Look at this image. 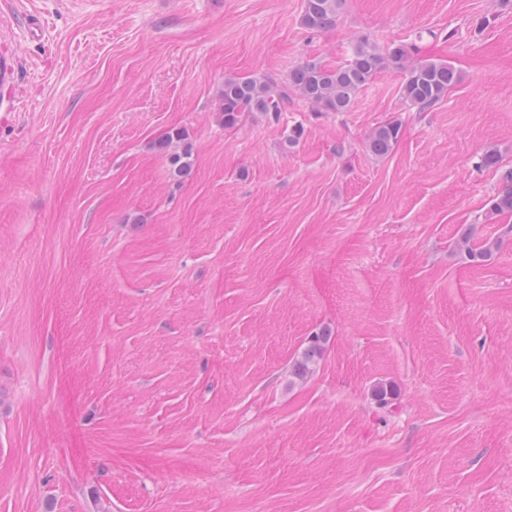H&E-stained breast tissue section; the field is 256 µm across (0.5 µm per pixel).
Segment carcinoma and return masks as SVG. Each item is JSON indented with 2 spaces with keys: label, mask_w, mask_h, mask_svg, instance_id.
<instances>
[{
  "label": "carcinoma",
  "mask_w": 512,
  "mask_h": 512,
  "mask_svg": "<svg viewBox=\"0 0 512 512\" xmlns=\"http://www.w3.org/2000/svg\"><path fill=\"white\" fill-rule=\"evenodd\" d=\"M342 0H303L301 23L311 30L333 26ZM395 71L404 74L400 93L402 100L417 112H426L447 95L448 90L460 81V74L452 63L441 59L416 58L407 44L381 46L368 39H360L352 48L348 63L331 67L318 60H308L294 68L286 83L280 85L271 77H226L219 91V112L224 128L236 127L245 112H281L288 107L291 93L319 112L349 111L361 89L378 74ZM400 125L386 121L369 134L366 147L373 155L384 157L396 144ZM191 147L172 156V174L182 177L190 168ZM503 187L491 200L488 213L495 216H512V169L502 173ZM472 230L460 235V243L468 248L471 258L485 261L498 250L500 242L485 241L473 249L469 247ZM326 332L312 337L302 348L292 364L291 373L296 380H303L322 359Z\"/></svg>",
  "instance_id": "obj_1"
}]
</instances>
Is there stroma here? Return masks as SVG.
Returning <instances> with one entry per match:
<instances>
[{"instance_id":"stroma-1","label":"stroma","mask_w":512,"mask_h":512,"mask_svg":"<svg viewBox=\"0 0 512 512\" xmlns=\"http://www.w3.org/2000/svg\"><path fill=\"white\" fill-rule=\"evenodd\" d=\"M301 9L0 0V512H512V217L479 164L512 167V0H344L322 30ZM364 37L461 79L429 112L387 71L349 111L225 129V77ZM400 134V125L396 121H386L375 127L369 134L366 147L373 155L384 157L396 144ZM328 337L325 331L310 337L292 364L291 373L295 380L300 381L307 378L319 363L323 357Z\"/></svg>"}]
</instances>
